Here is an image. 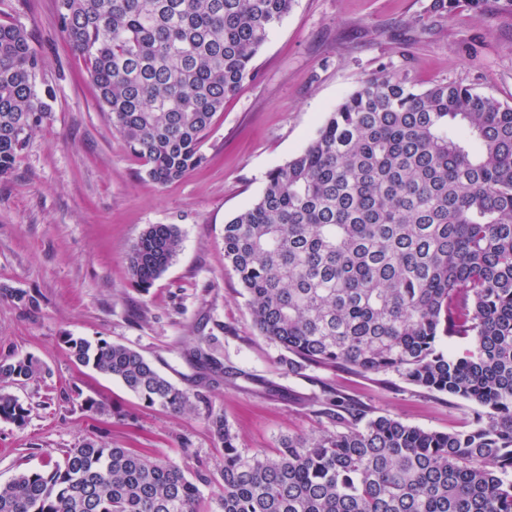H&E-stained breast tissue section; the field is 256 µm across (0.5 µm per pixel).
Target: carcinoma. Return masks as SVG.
<instances>
[{
  "label": "carcinoma",
  "mask_w": 512,
  "mask_h": 512,
  "mask_svg": "<svg viewBox=\"0 0 512 512\" xmlns=\"http://www.w3.org/2000/svg\"><path fill=\"white\" fill-rule=\"evenodd\" d=\"M293 2L58 0V23L101 110L166 185L204 162L215 114L254 77ZM468 3L512 11V0ZM42 66L26 30L1 22L0 176L49 112ZM180 244L173 224L146 228L127 256L133 283L148 290ZM224 260L289 370L394 372L472 404L473 421L425 430L336 395L321 410L334 430L285 437L270 456L242 453L211 413L224 452L215 473L193 481L89 439L0 483V512H200V482L218 487L220 512H512V105L457 83L420 89L405 68L381 65L224 225ZM64 343L149 406L192 405L133 348ZM46 371L31 355L0 357L1 386ZM30 412L0 390L1 421L22 427Z\"/></svg>",
  "instance_id": "obj_1"
}]
</instances>
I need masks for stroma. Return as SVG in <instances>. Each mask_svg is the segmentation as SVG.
Instances as JSON below:
<instances>
[{"label":"stroma","mask_w":512,"mask_h":512,"mask_svg":"<svg viewBox=\"0 0 512 512\" xmlns=\"http://www.w3.org/2000/svg\"><path fill=\"white\" fill-rule=\"evenodd\" d=\"M431 2L295 0L254 58V78L217 112L202 142L204 164L160 186L101 111L83 58L60 31L58 0H0V20L23 25L44 60L38 89L53 91L48 119L0 177V354L32 355L48 368L45 378L12 389L32 412L21 428L0 421V481L84 439L177 463L192 478L222 458L209 413L223 414L241 451L271 453L281 438L328 429L319 409L334 389L424 429L448 432L472 421V405L392 372H288L224 263L225 224L380 65L403 66L421 88L455 82L512 105V14L480 17L466 0L436 14ZM151 224L177 225L182 244L143 293L127 256ZM15 291L37 295L38 308L16 303ZM66 333L125 344L204 400L181 414L146 406L118 380L75 363L61 341ZM198 348L237 378H211L191 357ZM77 389L106 412L82 410L72 398Z\"/></svg>","instance_id":"1"}]
</instances>
